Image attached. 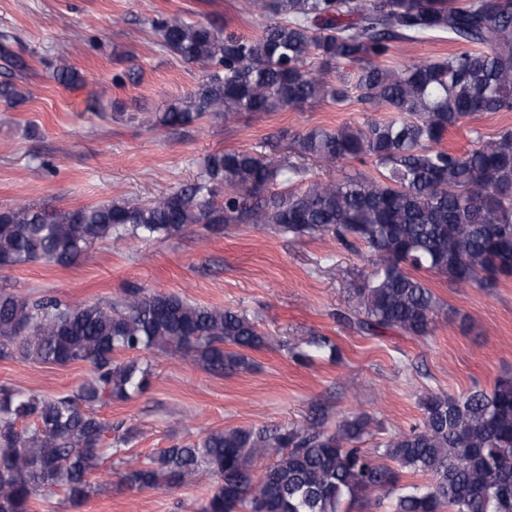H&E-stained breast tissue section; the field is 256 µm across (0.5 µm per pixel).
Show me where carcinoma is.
I'll return each mask as SVG.
<instances>
[{
    "label": "carcinoma",
    "mask_w": 512,
    "mask_h": 512,
    "mask_svg": "<svg viewBox=\"0 0 512 512\" xmlns=\"http://www.w3.org/2000/svg\"><path fill=\"white\" fill-rule=\"evenodd\" d=\"M252 2L271 23L251 37L205 22L155 23L163 47L210 71L142 122L175 128L207 115L355 99L394 116L298 132L291 148L324 167L366 158L380 178L307 180L300 166L228 150L204 160L195 185L148 203L0 210V272L35 262L70 266L99 242L264 224L295 239L328 235L348 248L365 246L370 268L353 285L351 323L370 335L419 338L433 331L440 304L417 273L457 288L512 277V129L488 138L477 132L464 153L443 146L473 115L512 112V0ZM435 34L464 49L399 69L381 63L393 42ZM333 73L336 80L327 79ZM24 98L16 82L0 81V101ZM280 181L301 187L279 191ZM263 344L249 318L175 293L133 287L117 303L70 304L0 289V359L85 362L90 371L73 396L0 386V512H32L40 493L54 487L74 504L89 498L100 445L112 430L96 409L144 391L150 370L137 354H173L214 375L237 374L253 367L245 351ZM308 346L338 353L325 336ZM122 354L132 358L121 361ZM422 410L421 425L371 452L358 447L372 435L365 416L345 418L333 431L317 420L214 430L130 459L120 483L139 491L180 487L206 471L215 485L199 512H352L379 490L387 491L386 512H512V378L489 392L430 393ZM269 455L274 462L255 475V462ZM405 471L429 481L402 485Z\"/></svg>",
    "instance_id": "carcinoma-1"
}]
</instances>
